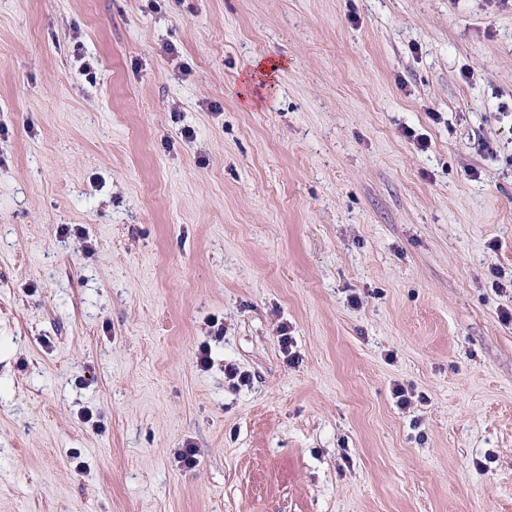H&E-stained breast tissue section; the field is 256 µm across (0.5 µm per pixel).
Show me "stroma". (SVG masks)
I'll list each match as a JSON object with an SVG mask.
<instances>
[{
  "instance_id": "obj_1",
  "label": "stroma",
  "mask_w": 512,
  "mask_h": 512,
  "mask_svg": "<svg viewBox=\"0 0 512 512\" xmlns=\"http://www.w3.org/2000/svg\"><path fill=\"white\" fill-rule=\"evenodd\" d=\"M0 512H512V0H0Z\"/></svg>"
}]
</instances>
